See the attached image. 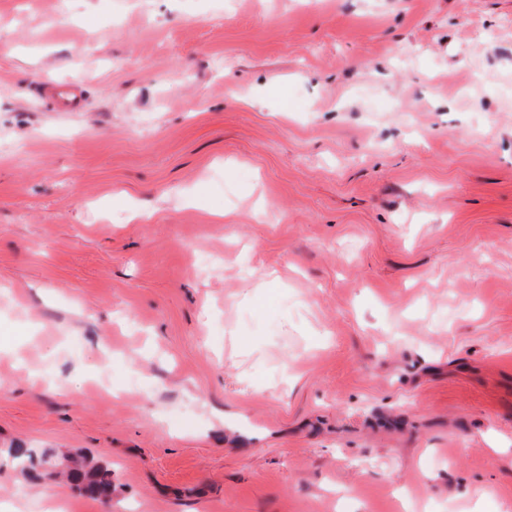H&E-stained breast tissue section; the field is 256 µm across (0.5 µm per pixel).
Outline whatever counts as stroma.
I'll return each instance as SVG.
<instances>
[{
	"mask_svg": "<svg viewBox=\"0 0 512 512\" xmlns=\"http://www.w3.org/2000/svg\"><path fill=\"white\" fill-rule=\"evenodd\" d=\"M51 483L512 512V0H0V512ZM7 454L17 465H23L28 474L37 471L43 465L45 458L58 457V450L56 448H10L7 449ZM73 467L67 477L83 484L92 494L109 498L112 495V468L100 461L81 455H74Z\"/></svg>",
	"mask_w": 512,
	"mask_h": 512,
	"instance_id": "obj_1",
	"label": "stroma"
}]
</instances>
